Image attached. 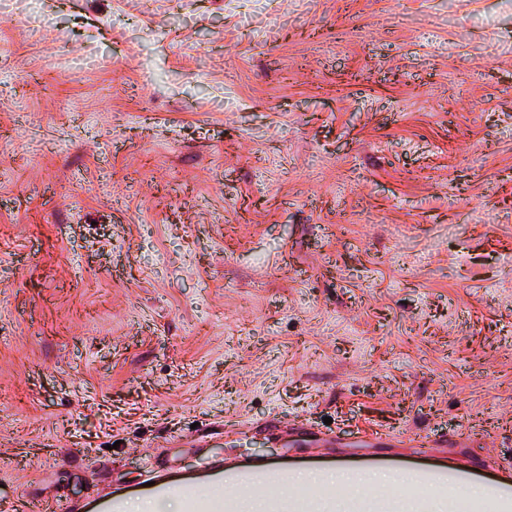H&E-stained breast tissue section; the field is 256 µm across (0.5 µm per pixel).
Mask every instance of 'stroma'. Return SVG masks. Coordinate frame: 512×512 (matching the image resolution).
<instances>
[{
  "mask_svg": "<svg viewBox=\"0 0 512 512\" xmlns=\"http://www.w3.org/2000/svg\"><path fill=\"white\" fill-rule=\"evenodd\" d=\"M13 2L0 512L240 455L504 484L512 0Z\"/></svg>",
  "mask_w": 512,
  "mask_h": 512,
  "instance_id": "stroma-1",
  "label": "stroma"
}]
</instances>
